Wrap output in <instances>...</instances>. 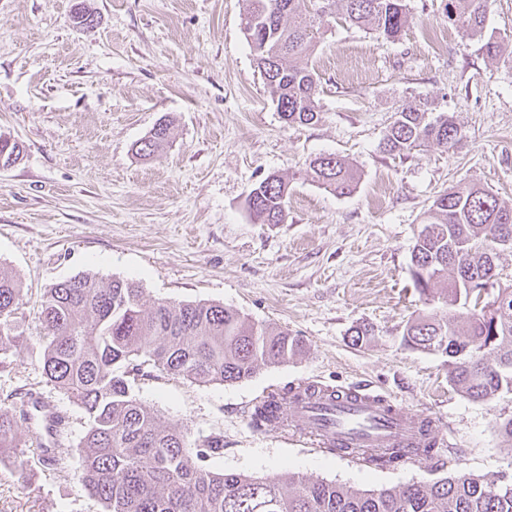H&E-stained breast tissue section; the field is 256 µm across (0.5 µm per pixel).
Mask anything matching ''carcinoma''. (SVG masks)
<instances>
[{
    "instance_id": "obj_1",
    "label": "carcinoma",
    "mask_w": 512,
    "mask_h": 512,
    "mask_svg": "<svg viewBox=\"0 0 512 512\" xmlns=\"http://www.w3.org/2000/svg\"><path fill=\"white\" fill-rule=\"evenodd\" d=\"M487 3L446 0L445 13L463 35L480 38ZM338 6L346 21L386 40L410 21L406 0H250L245 39L287 124L319 120L316 73L298 60L315 48ZM463 137L454 116L421 102L398 107L381 147L389 154L429 144L449 149ZM169 143L170 128L162 122L136 154L151 158ZM309 172L340 196L359 181L334 154L312 159ZM288 197V182L270 174L247 206L255 219L281 224ZM506 249H512V209L483 188L460 184L433 200L411 253L412 279L424 304L437 301L448 314L410 319L402 344L447 358L448 382L473 400L512 392V279L503 280L496 263ZM475 279L491 284L482 302L469 288ZM440 282L446 287L437 293ZM141 296L133 283L88 272L45 289L40 303L43 374L86 419L77 443L78 483L102 512H512V480L463 470L432 483L367 493L298 475L283 481L212 471L206 461L223 453L224 436L192 442L181 426L159 425L133 395L131 379L148 362L202 385L240 382L263 366L288 361L303 340L221 304L160 301L146 309ZM23 305L20 283L0 270L1 367L20 339ZM29 394L0 404V448L18 447ZM248 415L256 431L271 423L262 402Z\"/></svg>"
}]
</instances>
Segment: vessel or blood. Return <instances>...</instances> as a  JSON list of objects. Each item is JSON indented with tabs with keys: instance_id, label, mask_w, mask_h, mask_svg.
<instances>
[{
	"instance_id": "vessel-or-blood-1",
	"label": "vessel or blood",
	"mask_w": 512,
	"mask_h": 512,
	"mask_svg": "<svg viewBox=\"0 0 512 512\" xmlns=\"http://www.w3.org/2000/svg\"><path fill=\"white\" fill-rule=\"evenodd\" d=\"M294 408L300 422L292 435L334 449L340 457L353 459L391 449L401 461L416 463L422 459V448L439 441L435 417H408L392 395L366 383L336 387L320 397L300 396Z\"/></svg>"
}]
</instances>
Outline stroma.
<instances>
[{"label":"stroma","instance_id":"stroma-1","mask_svg":"<svg viewBox=\"0 0 512 512\" xmlns=\"http://www.w3.org/2000/svg\"><path fill=\"white\" fill-rule=\"evenodd\" d=\"M95 21L77 26L76 4ZM396 40L336 19L306 63L320 119L285 124L243 34L248 0H0V135L23 146L0 169V269L25 295L0 401L46 391L38 316L45 288L92 271L138 283L146 305L210 302L283 327L304 342L288 362L237 383L201 386L152 372L132 384L161 425L224 437L212 469L296 474L360 491L434 482L455 470L512 476L497 426L512 393L472 400L448 382L444 357L405 348L424 304L411 251L433 199L461 182L512 206V0H490L485 36L508 49L487 58L462 35L445 0H407ZM433 102L465 131L454 148L387 154L379 144L407 102ZM171 144L142 159L133 146L159 121ZM319 154L357 168L339 196L306 174ZM289 182L281 224L256 221L250 191L269 174ZM374 334L353 345L351 330ZM366 381L410 416H436L449 447L419 463L368 467L293 443L280 425L252 430L246 413L273 388ZM35 441L0 450V512H99L76 480L43 464ZM33 473L20 487L12 461Z\"/></svg>","mask_w":512,"mask_h":512}]
</instances>
